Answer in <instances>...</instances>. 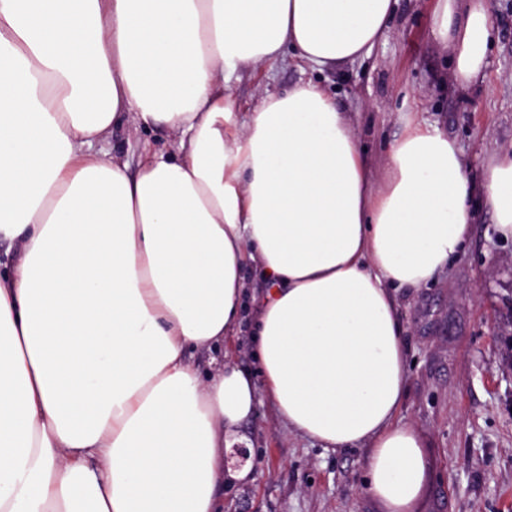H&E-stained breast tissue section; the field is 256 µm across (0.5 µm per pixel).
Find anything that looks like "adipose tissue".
Wrapping results in <instances>:
<instances>
[{"mask_svg":"<svg viewBox=\"0 0 512 512\" xmlns=\"http://www.w3.org/2000/svg\"><path fill=\"white\" fill-rule=\"evenodd\" d=\"M396 0H0V512H221L225 448L268 402L289 432L366 452L378 512L434 467L400 416L393 289L446 271L482 193L512 238V151L480 181L407 125L373 165L312 82L237 112L224 75L369 55ZM487 0H437L435 40L484 77ZM165 127L136 175L94 153ZM261 287L247 311L243 270ZM257 370H200L241 328Z\"/></svg>","mask_w":512,"mask_h":512,"instance_id":"1","label":"adipose tissue"}]
</instances>
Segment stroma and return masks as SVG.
Instances as JSON below:
<instances>
[{
    "label": "stroma",
    "instance_id": "35a3bbf8",
    "mask_svg": "<svg viewBox=\"0 0 512 512\" xmlns=\"http://www.w3.org/2000/svg\"><path fill=\"white\" fill-rule=\"evenodd\" d=\"M493 16L483 80L453 81L450 51L432 34L435 0H398L383 37L354 63L315 70L278 64L242 69L224 93L253 111L262 90L310 81L336 98L368 157L378 160L406 122L439 128L466 173L479 178L512 147V0H489ZM168 149L171 134L121 123L106 144L137 169L143 143ZM468 239L434 282L395 290L407 348L401 415L421 430L435 470L421 512H512V239H502L482 195H474ZM251 479L224 493L223 512H375L363 491V449L333 451L289 433L268 403L241 425Z\"/></svg>",
    "mask_w": 512,
    "mask_h": 512
}]
</instances>
